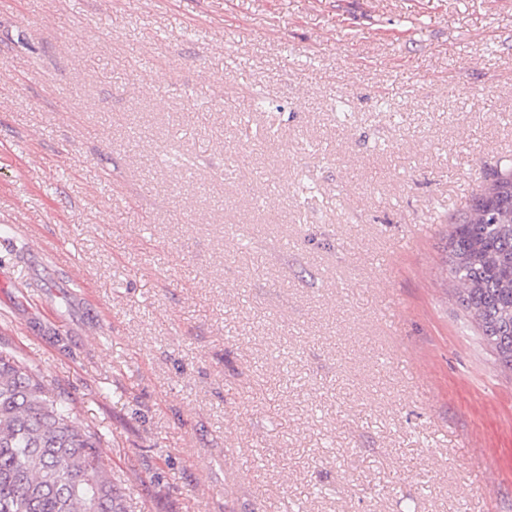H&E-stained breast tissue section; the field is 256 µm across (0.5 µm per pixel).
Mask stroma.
Here are the masks:
<instances>
[{
    "label": "stroma",
    "mask_w": 512,
    "mask_h": 512,
    "mask_svg": "<svg viewBox=\"0 0 512 512\" xmlns=\"http://www.w3.org/2000/svg\"><path fill=\"white\" fill-rule=\"evenodd\" d=\"M510 168L512 0H0V350L135 512H512ZM493 177L448 223V267L481 340L512 369V171Z\"/></svg>",
    "instance_id": "obj_1"
}]
</instances>
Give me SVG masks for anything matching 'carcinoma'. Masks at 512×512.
Wrapping results in <instances>:
<instances>
[{
	"mask_svg": "<svg viewBox=\"0 0 512 512\" xmlns=\"http://www.w3.org/2000/svg\"><path fill=\"white\" fill-rule=\"evenodd\" d=\"M448 267L481 340L512 369V171L451 218ZM94 427L25 361L0 354V512H131Z\"/></svg>",
	"mask_w": 512,
	"mask_h": 512,
	"instance_id": "cac0c4a2",
	"label": "carcinoma"
}]
</instances>
